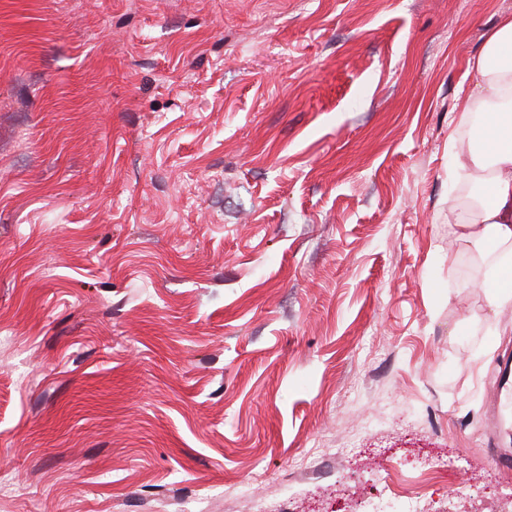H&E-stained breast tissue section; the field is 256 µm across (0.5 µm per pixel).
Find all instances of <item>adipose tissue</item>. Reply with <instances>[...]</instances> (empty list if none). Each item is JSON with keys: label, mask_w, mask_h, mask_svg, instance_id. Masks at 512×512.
Returning a JSON list of instances; mask_svg holds the SVG:
<instances>
[{"label": "adipose tissue", "mask_w": 512, "mask_h": 512, "mask_svg": "<svg viewBox=\"0 0 512 512\" xmlns=\"http://www.w3.org/2000/svg\"><path fill=\"white\" fill-rule=\"evenodd\" d=\"M478 78L480 117L463 113L470 142L452 145L458 170L476 178L483 194L460 216V239L489 260L485 287L493 309L512 307V14L489 31L470 65Z\"/></svg>", "instance_id": "ef3b65f1"}]
</instances>
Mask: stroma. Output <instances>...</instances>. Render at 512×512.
Wrapping results in <instances>:
<instances>
[{
    "label": "stroma",
    "mask_w": 512,
    "mask_h": 512,
    "mask_svg": "<svg viewBox=\"0 0 512 512\" xmlns=\"http://www.w3.org/2000/svg\"><path fill=\"white\" fill-rule=\"evenodd\" d=\"M510 13L0 0V512H499L448 137Z\"/></svg>",
    "instance_id": "35a3bbf8"
}]
</instances>
